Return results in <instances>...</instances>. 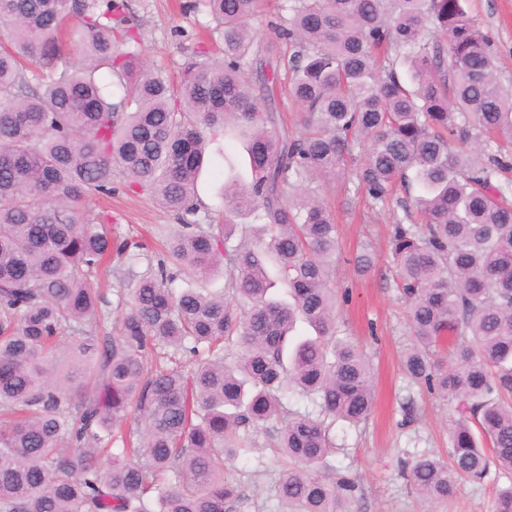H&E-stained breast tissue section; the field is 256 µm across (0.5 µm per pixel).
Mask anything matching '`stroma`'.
I'll list each match as a JSON object with an SVG mask.
<instances>
[{
  "instance_id": "obj_1",
  "label": "stroma",
  "mask_w": 512,
  "mask_h": 512,
  "mask_svg": "<svg viewBox=\"0 0 512 512\" xmlns=\"http://www.w3.org/2000/svg\"><path fill=\"white\" fill-rule=\"evenodd\" d=\"M192 0H126L130 18L138 24L141 49L148 60L178 77L181 67L203 36L207 17L194 12ZM474 19L490 34L503 86L512 85V0H470ZM245 141L231 146L212 142L198 180L200 223H211L224 211V176L246 174ZM321 194L337 225L338 244L334 281L337 291H349L340 304L337 326L342 336L357 343L374 367V410L367 422L333 427L338 471L355 476L359 491L352 512H493L497 492L508 480L490 470L482 482H461L456 495L429 503L416 494L405 477L413 459L425 452L447 459L449 432L456 418L451 401L435 398L411 385L402 368V355L411 335L405 305L395 288L390 228L403 217L410 195L397 192L386 204L371 205L364 197L323 187ZM94 212H111L114 233L136 239L151 229L174 230V217L150 196L122 190L93 199ZM372 249L374 266L358 271L354 258L362 247ZM259 446L249 461L229 463L243 502L238 512H277L271 487L284 464L274 453L268 435L256 434Z\"/></svg>"
}]
</instances>
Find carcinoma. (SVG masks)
Wrapping results in <instances>:
<instances>
[{
  "label": "carcinoma",
  "mask_w": 512,
  "mask_h": 512,
  "mask_svg": "<svg viewBox=\"0 0 512 512\" xmlns=\"http://www.w3.org/2000/svg\"><path fill=\"white\" fill-rule=\"evenodd\" d=\"M258 2L194 0L224 61L198 51L174 80L124 0H0V512H235L224 466L273 422L278 512H351L330 426L367 420L372 374L336 330L327 181L375 205L418 191L390 234L404 373L459 419L449 462L419 455L410 484L441 502L492 466L512 475V87L489 34L469 0H283L258 48ZM235 138L248 177H224L229 216L200 224L207 147ZM116 175L179 224L110 325L90 278L147 250L81 209ZM222 266L224 290L203 287ZM299 320L315 335H293ZM286 391L315 411L289 412Z\"/></svg>",
  "instance_id": "cac0c4a2"
}]
</instances>
